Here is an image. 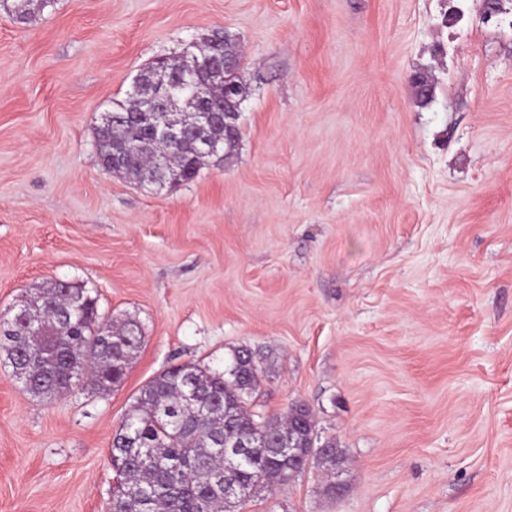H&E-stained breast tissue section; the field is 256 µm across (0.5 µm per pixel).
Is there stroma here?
I'll list each match as a JSON object with an SVG mask.
<instances>
[{"instance_id":"stroma-1","label":"stroma","mask_w":512,"mask_h":512,"mask_svg":"<svg viewBox=\"0 0 512 512\" xmlns=\"http://www.w3.org/2000/svg\"><path fill=\"white\" fill-rule=\"evenodd\" d=\"M0 0V313L54 280L139 326L122 385L0 363V512H105L113 438L170 366L263 370L306 468L242 512H512V0ZM215 31L248 88L229 161L141 186L98 157L139 69ZM427 73L433 96L412 84Z\"/></svg>"}]
</instances>
